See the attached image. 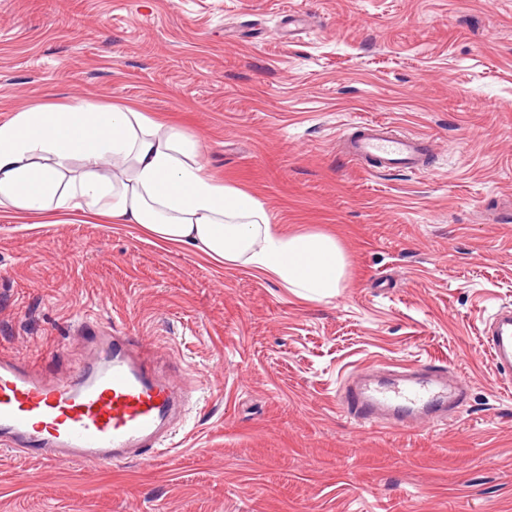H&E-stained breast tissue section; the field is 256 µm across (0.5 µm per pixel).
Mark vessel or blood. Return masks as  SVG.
Returning <instances> with one entry per match:
<instances>
[{
	"label": "vessel or blood",
	"mask_w": 512,
	"mask_h": 512,
	"mask_svg": "<svg viewBox=\"0 0 512 512\" xmlns=\"http://www.w3.org/2000/svg\"><path fill=\"white\" fill-rule=\"evenodd\" d=\"M339 148L361 166L422 173L430 140L361 121L340 137ZM483 340L499 374L511 377V308L497 312ZM87 343L85 366L57 378L0 357V446L56 465L112 462L163 446L173 383L152 371L144 347L108 328L95 327ZM465 398L447 367L433 363L402 368L387 380L370 371L348 378L339 403L360 424L408 429L447 419Z\"/></svg>",
	"instance_id": "b4317fda"
}]
</instances>
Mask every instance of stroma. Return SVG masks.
I'll use <instances>...</instances> for the list:
<instances>
[{"mask_svg":"<svg viewBox=\"0 0 512 512\" xmlns=\"http://www.w3.org/2000/svg\"><path fill=\"white\" fill-rule=\"evenodd\" d=\"M34 99L181 129L347 276L307 300L134 224L0 214V354L66 375L109 321L188 392L164 458L0 447V512H512V382L482 340L512 305V0H0V123ZM366 120L429 137L427 172L351 163ZM424 362L469 386L453 421L341 410L351 372Z\"/></svg>","mask_w":512,"mask_h":512,"instance_id":"35a3bbf8","label":"stroma"}]
</instances>
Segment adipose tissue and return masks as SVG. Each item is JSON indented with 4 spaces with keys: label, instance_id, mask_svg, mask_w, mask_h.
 I'll return each instance as SVG.
<instances>
[{
    "label": "adipose tissue",
    "instance_id": "ef3b65f1",
    "mask_svg": "<svg viewBox=\"0 0 512 512\" xmlns=\"http://www.w3.org/2000/svg\"><path fill=\"white\" fill-rule=\"evenodd\" d=\"M81 212L262 271L310 300L345 276L336 239L284 233L254 196L213 178L197 141L128 105L30 103L0 124V213Z\"/></svg>",
    "mask_w": 512,
    "mask_h": 512
}]
</instances>
